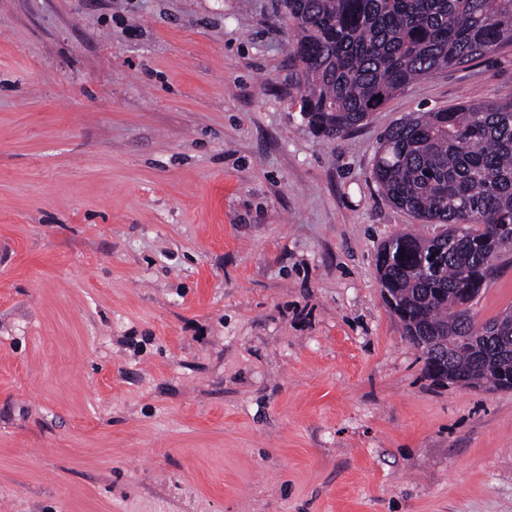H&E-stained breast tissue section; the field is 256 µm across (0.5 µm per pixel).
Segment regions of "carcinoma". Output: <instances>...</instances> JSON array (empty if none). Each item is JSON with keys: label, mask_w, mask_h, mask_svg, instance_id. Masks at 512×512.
Instances as JSON below:
<instances>
[{"label": "carcinoma", "mask_w": 512, "mask_h": 512, "mask_svg": "<svg viewBox=\"0 0 512 512\" xmlns=\"http://www.w3.org/2000/svg\"><path fill=\"white\" fill-rule=\"evenodd\" d=\"M293 24L301 112L318 135L362 124L412 81L512 45V0H280ZM379 190L436 235L401 233L382 248V287L407 336H477L465 288H479L512 240V100L424 112L392 126L373 165ZM489 389L512 374V351L459 358Z\"/></svg>", "instance_id": "cac0c4a2"}]
</instances>
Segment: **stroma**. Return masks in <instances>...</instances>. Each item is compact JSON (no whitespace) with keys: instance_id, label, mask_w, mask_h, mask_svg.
<instances>
[{"instance_id":"1","label":"stroma","mask_w":512,"mask_h":512,"mask_svg":"<svg viewBox=\"0 0 512 512\" xmlns=\"http://www.w3.org/2000/svg\"><path fill=\"white\" fill-rule=\"evenodd\" d=\"M277 0H0V512H512V389L385 304L372 167L512 47L309 128ZM512 310V261L473 305Z\"/></svg>"}]
</instances>
